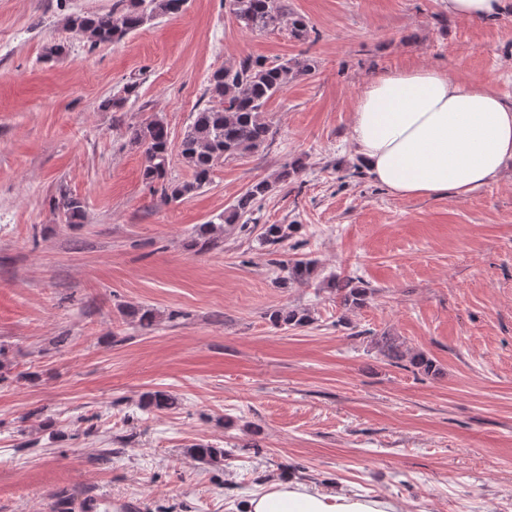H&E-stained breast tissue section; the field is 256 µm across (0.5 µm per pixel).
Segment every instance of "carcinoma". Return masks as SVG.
I'll list each match as a JSON object with an SVG mask.
<instances>
[{"label":"carcinoma","mask_w":512,"mask_h":512,"mask_svg":"<svg viewBox=\"0 0 512 512\" xmlns=\"http://www.w3.org/2000/svg\"><path fill=\"white\" fill-rule=\"evenodd\" d=\"M229 10L246 29L275 31L284 21L283 0H226ZM186 0H116L109 13H73L65 20L66 30L82 38L92 47L117 42L148 22L160 16L176 15L183 10ZM291 38L305 41L309 38V21L295 15L288 26ZM315 69V62L307 59L269 61L262 57H246L234 65L215 70L206 89L216 105L195 113L180 142L181 157L193 170V178L185 182L168 179L170 132L167 125L151 119L129 128V142L144 149L143 176L150 183L161 187L164 202H176L194 195L210 184L211 174L217 165L247 151H256L273 141L275 131L263 118L268 102L288 83ZM138 96V85L129 83L124 95L103 101L102 107L120 112L131 97ZM272 190L265 181L252 184L224 213L218 216L220 223L210 220L196 230L191 247L196 252H206L217 245V236L224 226L238 223L242 217L254 212L256 205ZM68 222L81 224L85 219V204L74 196L60 191V201ZM293 224H269L265 226L261 241L275 245L289 237ZM275 264L286 273L288 280H308L315 268L312 262L277 260ZM334 291L346 308L366 305L374 290L354 285L347 278L333 282ZM271 323L280 328L299 327L312 322L305 309L293 308L270 314ZM379 355L389 363L403 369H417L425 374L435 372V364L423 353L411 354L396 336L384 335L375 341ZM145 406L155 410L175 407L177 399L162 391L143 397ZM199 462L219 466L224 464L226 451L209 444H196L189 449Z\"/></svg>","instance_id":"obj_1"}]
</instances>
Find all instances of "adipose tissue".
I'll use <instances>...</instances> for the list:
<instances>
[{
    "instance_id": "1",
    "label": "adipose tissue",
    "mask_w": 512,
    "mask_h": 512,
    "mask_svg": "<svg viewBox=\"0 0 512 512\" xmlns=\"http://www.w3.org/2000/svg\"><path fill=\"white\" fill-rule=\"evenodd\" d=\"M350 141L372 178L398 197L461 200L512 166V103L486 81L425 65L361 89ZM244 512H397L387 499L327 495L288 478L252 494Z\"/></svg>"
}]
</instances>
